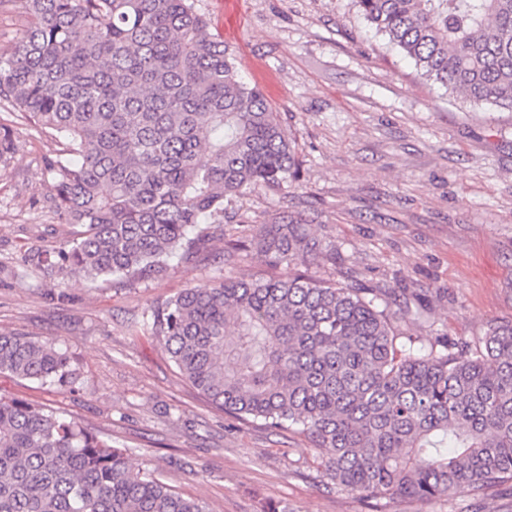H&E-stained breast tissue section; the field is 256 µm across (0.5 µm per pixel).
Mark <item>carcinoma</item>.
Returning a JSON list of instances; mask_svg holds the SVG:
<instances>
[{"label": "carcinoma", "mask_w": 512, "mask_h": 512, "mask_svg": "<svg viewBox=\"0 0 512 512\" xmlns=\"http://www.w3.org/2000/svg\"><path fill=\"white\" fill-rule=\"evenodd\" d=\"M21 2L26 30L0 50V106L69 142L47 162L51 197L83 231L30 248L12 279L162 276L178 250L224 232L232 201L297 179L295 142L194 0ZM354 6L421 79L512 111V0ZM12 149L0 126V171ZM233 249L260 269L185 288L143 322L213 405L331 449L325 476L368 499L512 482V322L479 350L399 344L410 298L298 269L336 264L304 220L255 224ZM0 373L77 379L66 348L18 332L0 333ZM132 456L46 404L0 396V512H209Z\"/></svg>", "instance_id": "1"}]
</instances>
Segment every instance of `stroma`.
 I'll return each mask as SVG.
<instances>
[{"instance_id": "35a3bbf8", "label": "stroma", "mask_w": 512, "mask_h": 512, "mask_svg": "<svg viewBox=\"0 0 512 512\" xmlns=\"http://www.w3.org/2000/svg\"><path fill=\"white\" fill-rule=\"evenodd\" d=\"M296 141L300 177L279 191L237 199L247 233L279 214H304L335 245L319 274L405 290L417 316L398 325L421 344L445 336L482 345L512 321V111L473 105L422 81L413 63L375 34L353 0H195ZM15 151L0 172V263L29 246L50 249L76 225L59 221L46 161L61 145L0 110ZM225 238L174 257L167 276L132 285L74 281L58 295L30 274H0V331L66 347L69 387L0 376V394L50 405L132 448L179 493L211 512H512V484L476 496L378 506L336 488L329 452L303 435L275 433L214 408L178 373L148 331L150 307L234 270L249 274Z\"/></svg>"}]
</instances>
